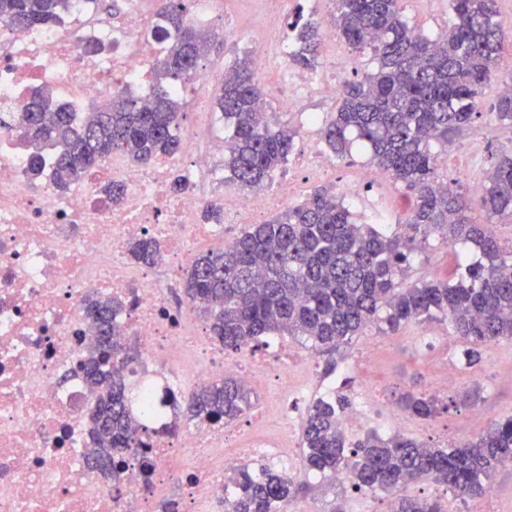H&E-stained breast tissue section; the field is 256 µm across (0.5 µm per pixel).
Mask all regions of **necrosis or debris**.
Returning a JSON list of instances; mask_svg holds the SVG:
<instances>
[{
	"label": "necrosis or debris",
	"instance_id": "1",
	"mask_svg": "<svg viewBox=\"0 0 512 512\" xmlns=\"http://www.w3.org/2000/svg\"><path fill=\"white\" fill-rule=\"evenodd\" d=\"M71 3L60 25L0 23V512H215L232 500L230 477L242 461L261 456L295 467L298 419L288 402L305 392L308 378L290 377L276 343L262 360L229 362L171 291L195 256L223 238L225 225L255 223L299 192L213 195L214 161L196 127L184 131L185 152L176 160L143 164L115 154L63 192L50 177L30 181L21 116L33 90L53 87L74 112L90 101L108 103L120 82L149 94L155 58L142 31L150 14L125 10L115 18L98 14L94 0ZM263 52L289 86L282 111H298L305 94L335 95V83L289 70L280 37L267 39ZM175 167L191 184L187 194L169 191ZM106 182L123 186L119 200L101 194ZM214 203L223 223H201ZM145 235L159 243L149 266L127 257L129 243ZM92 297L120 300L117 339L134 342L149 365L150 409L133 410L131 429L147 450L130 454L109 479L87 455L91 395L82 362ZM228 370L269 395L280 422L275 439L254 436L255 412L233 424L185 415L191 390Z\"/></svg>",
	"mask_w": 512,
	"mask_h": 512
}]
</instances>
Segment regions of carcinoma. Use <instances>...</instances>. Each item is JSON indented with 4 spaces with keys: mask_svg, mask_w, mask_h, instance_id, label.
Instances as JSON below:
<instances>
[{
    "mask_svg": "<svg viewBox=\"0 0 512 512\" xmlns=\"http://www.w3.org/2000/svg\"><path fill=\"white\" fill-rule=\"evenodd\" d=\"M187 2L164 0V26L144 31L146 41L163 44L149 106L140 105L126 86L83 118L46 89L29 96L23 112L29 179L41 177L47 150L53 151V184L59 190L87 178L115 151L140 163L181 151L182 103L172 87L201 76V61L215 40L191 24ZM332 2L340 36L354 49H370L375 67L343 84L322 136L342 160L362 146L370 162L413 192L416 204L400 230L387 234L356 223L343 200L316 189L224 249L198 255L186 272V296L226 351L238 352L266 336L300 337L327 356L323 370L332 374L338 369L334 355L368 327L394 333L413 322L446 320L470 345L465 355L472 364L480 347L512 340V246L503 247L492 230L494 224L512 223V154L494 164L484 183L487 223L480 224L468 215L460 193L442 187L437 148L447 147L480 115L479 91L493 78L505 89L490 115L512 128V73L499 75L503 24L497 0H448L454 23L446 38L435 40L408 25L400 0ZM68 3L0 0V22L46 27L62 20ZM290 28V61L314 69L320 27L297 19ZM214 105L224 114V181L242 190L263 186L288 163L296 130L271 123L246 58L217 89ZM432 236L451 250L455 269L446 279L405 284L411 262ZM157 248L145 237L132 242L128 254L149 265ZM118 306L96 299L86 307L94 336L84 365L95 397L89 458L104 473L122 465L131 448L125 366L134 354L113 338ZM401 404L410 417L426 421L439 412L440 399L408 393ZM249 406L245 388L226 378L194 392L188 410L194 418L231 422ZM348 406L343 395L319 396L308 405L301 443L307 471L340 475L358 491L390 492L431 480L466 499L486 493L497 467L512 464V416L463 444L432 448L399 433L383 437L371 431L350 445L341 421ZM232 482L233 512H284L300 489L294 477L265 465L238 469ZM392 512H442V506L407 493L394 501Z\"/></svg>",
    "mask_w": 512,
    "mask_h": 512,
    "instance_id": "carcinoma-1",
    "label": "carcinoma"
}]
</instances>
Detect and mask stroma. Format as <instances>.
Here are the masks:
<instances>
[{
  "label": "stroma",
  "mask_w": 512,
  "mask_h": 512,
  "mask_svg": "<svg viewBox=\"0 0 512 512\" xmlns=\"http://www.w3.org/2000/svg\"><path fill=\"white\" fill-rule=\"evenodd\" d=\"M401 9L410 25L431 37L437 36L439 29L453 20L446 0H441L436 6L431 0H402ZM261 56L260 34L252 29L238 39L216 45L207 62L230 67L237 60L246 58L258 69L262 66ZM263 88L273 121L299 131L295 155L306 153L313 145L325 148L320 131L302 130L298 114L280 111L279 86L267 81ZM499 90V83L495 80L483 86L480 91L481 116L454 140L447 164L438 169L441 179L464 190L469 211L479 221L484 219L485 212L480 194L470 192L469 181L478 172L489 171L501 154L512 152V130L497 125L489 114ZM475 137L483 138L487 143L486 151L476 165L469 162L465 153L467 142ZM369 167L367 155L355 153L353 159L337 161L335 177L324 180L323 185L343 198L358 223L379 224L387 231H396L399 222L405 221L411 211L415 199L385 170H378L376 178H364L363 172ZM450 263L448 248L438 240H431L426 250L415 257L407 280L414 283L447 278ZM373 341L378 342L380 348L372 377L378 389L382 390L385 402L370 405L361 425L347 430L349 442H356L373 430L387 434L385 403L398 402L408 392H428L440 367L449 357L458 364L460 374L456 385L441 397L444 410L428 421L409 419L405 430L407 436L431 447H442L449 442L459 443L475 436L476 431L470 422L473 409L483 410L489 423L512 415V341L503 339L482 347L479 361L469 364L464 357V341L449 330L447 323L440 321L412 323L394 334L368 329L342 348L339 364L343 374L336 378L324 377L323 359L313 358L314 365L309 374L312 391L298 402L297 413L305 414L313 391L331 385L335 386L337 394L355 398L362 385L358 363ZM491 483L496 489L495 496L483 495L466 500L429 481L411 486L410 491L423 498L438 499L445 512H512V465L499 467ZM305 484L307 489L298 495L297 501L309 505L313 512H331L337 504L342 505L344 512H391L395 501L392 493L358 491L350 483L338 486L323 477L306 479Z\"/></svg>",
  "instance_id": "1"
}]
</instances>
